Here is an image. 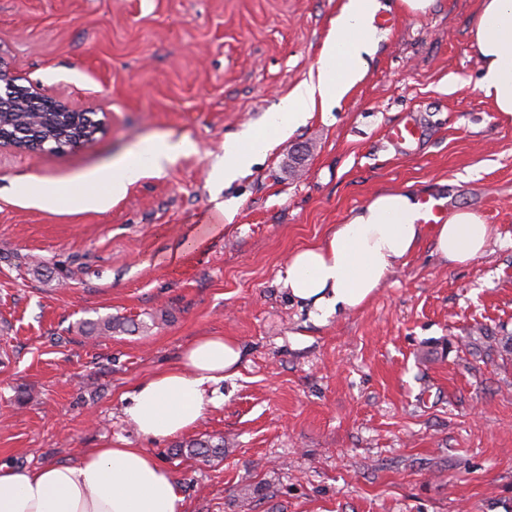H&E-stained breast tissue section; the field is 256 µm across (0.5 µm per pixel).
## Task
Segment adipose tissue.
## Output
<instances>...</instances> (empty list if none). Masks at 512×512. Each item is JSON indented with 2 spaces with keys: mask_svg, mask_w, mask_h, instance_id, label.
<instances>
[{
  "mask_svg": "<svg viewBox=\"0 0 512 512\" xmlns=\"http://www.w3.org/2000/svg\"><path fill=\"white\" fill-rule=\"evenodd\" d=\"M377 0H346L322 44L316 76L300 83L265 122L226 139L220 171L232 182L251 171L277 140L307 124L313 113L338 104L365 75L373 51ZM479 64V88L494 110L512 115V0H478L469 29ZM187 138L164 135L149 150L137 148L80 175L89 192L83 205L103 209L145 172L163 173L195 152ZM421 198L410 189L377 192L350 211L320 243L293 252L279 281L315 322L364 306L389 274L432 232L441 259L466 264L483 256L489 229L465 208L426 227ZM239 344L228 336L196 338L173 365L142 379L125 397L123 415L148 439L185 434L215 400L207 387L234 374ZM174 473L145 448H92L73 464L18 468L0 464V512H182Z\"/></svg>",
  "mask_w": 512,
  "mask_h": 512,
  "instance_id": "obj_1",
  "label": "adipose tissue"
}]
</instances>
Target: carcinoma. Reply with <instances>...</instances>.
Masks as SVG:
<instances>
[{
	"label": "carcinoma",
	"mask_w": 512,
	"mask_h": 512,
	"mask_svg": "<svg viewBox=\"0 0 512 512\" xmlns=\"http://www.w3.org/2000/svg\"><path fill=\"white\" fill-rule=\"evenodd\" d=\"M38 104L32 102L26 90L17 87L12 98L0 112V141L16 146L26 142L28 149L59 152L78 143L95 138L100 122L90 112H36ZM88 337L110 336L113 332L127 331L126 322L108 317L83 324ZM176 454H187L204 461L224 457V437L193 440L175 446Z\"/></svg>",
	"instance_id": "obj_1"
}]
</instances>
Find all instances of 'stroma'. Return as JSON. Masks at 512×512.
Wrapping results in <instances>:
<instances>
[{
    "label": "stroma",
    "instance_id": "1",
    "mask_svg": "<svg viewBox=\"0 0 512 512\" xmlns=\"http://www.w3.org/2000/svg\"><path fill=\"white\" fill-rule=\"evenodd\" d=\"M343 3L0 0V61L19 85L102 122L62 153L0 145V463L145 448L185 512H512V353L464 344L512 336V116L477 86V0L424 15L379 0L396 25L364 79L250 173L212 180L225 139L316 73ZM406 121L425 131L411 155L385 138ZM167 134L195 152L107 210L82 205L78 174ZM45 182L67 195L45 206L15 191ZM407 185L476 212L485 255L452 264L423 240L366 305L314 324L278 281L288 255ZM201 224L220 230L170 263ZM35 255L50 275L32 273ZM106 316L138 328L84 336ZM205 335L242 349L217 407L183 438L139 436L123 395ZM218 436L221 459L172 453Z\"/></svg>",
    "mask_w": 512,
    "mask_h": 512
}]
</instances>
